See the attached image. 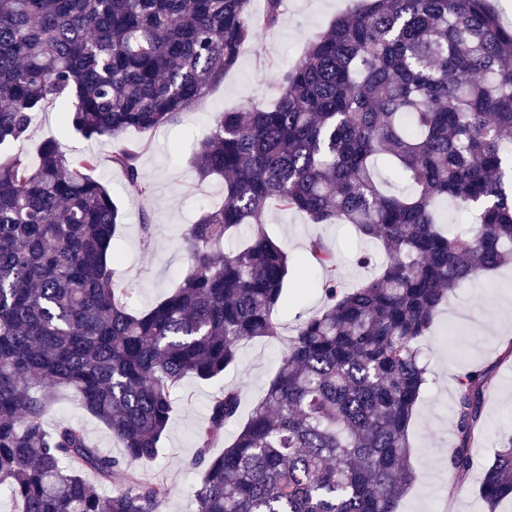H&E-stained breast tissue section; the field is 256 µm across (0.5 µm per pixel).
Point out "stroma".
I'll return each mask as SVG.
<instances>
[{
	"label": "stroma",
	"mask_w": 512,
	"mask_h": 512,
	"mask_svg": "<svg viewBox=\"0 0 512 512\" xmlns=\"http://www.w3.org/2000/svg\"><path fill=\"white\" fill-rule=\"evenodd\" d=\"M353 6L354 0H286L279 24L270 30H257L237 65L192 111L180 113L154 133L141 135V168L152 185L148 197L130 200L123 194L124 178L107 161L112 151L109 140L87 141L75 133L64 138L68 157L95 153L102 158L96 175L116 192L124 212L112 250L119 257L114 270L130 286L126 300L130 310H148L170 292L188 268L177 236L179 227L192 223L203 203L218 205L224 199L223 179L201 183L191 170L193 146L210 132L214 114L249 103L271 102L277 94L278 74L303 52L312 34L326 30L335 16ZM145 221L151 226L147 236L141 229ZM264 230L285 245L291 276L302 280L306 290L300 293L295 286H287V302L273 314L277 336L240 342L236 365L223 375L210 381L185 377L175 383L173 412L161 440V454L154 462L133 468L141 482L166 480L170 490L166 512H194L199 474L191 461L197 450L196 432L208 417L212 396L224 388L238 390L239 417L247 419L253 405L264 396L295 327L321 307L322 273L307 263L309 241L320 238L335 251L349 286L363 276L355 264L360 252L374 253L380 263L387 260L377 243L363 240L348 224H312L299 213L274 209ZM507 276L503 269L457 289L440 307L432 333L422 343L431 377L408 429L414 483L401 499L398 512H483L477 477L491 462L501 432L512 427V356L505 353L512 342V318H501L497 299L489 290L491 283ZM476 368L492 370L494 386L484 403L482 433L471 448L473 467L452 479L446 462L457 443L455 378ZM62 421L82 424L91 445L103 452L122 453L120 442L86 412L74 390H60L43 418L49 430Z\"/></svg>",
	"instance_id": "1"
}]
</instances>
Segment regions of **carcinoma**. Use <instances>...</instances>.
Listing matches in <instances>:
<instances>
[{
  "label": "carcinoma",
  "mask_w": 512,
  "mask_h": 512,
  "mask_svg": "<svg viewBox=\"0 0 512 512\" xmlns=\"http://www.w3.org/2000/svg\"><path fill=\"white\" fill-rule=\"evenodd\" d=\"M285 0H0V147L25 140L57 99L62 135L112 142L124 192L147 196L141 146L193 109L239 61ZM271 105L214 116L199 140V180L224 179V204L179 238L189 268L151 309L132 313L112 268L122 214L93 176L95 154L70 161L61 139L38 161H0V483L19 512H164V481L99 487L161 453L179 379L219 377L245 339L277 335L288 251L263 230L269 210L311 224H352L388 256L345 286L336 254L310 240L326 272L323 304L288 340L280 366L232 442L240 395L217 392L197 432L196 512H397L412 485L407 431L427 382L421 341L454 289L512 265V26L489 0H360L314 34ZM383 163L395 193L382 189ZM476 215L473 234L440 204ZM253 229L236 249L217 247ZM68 386L117 437L119 456L84 427L43 415ZM452 478L472 467L490 370L456 378ZM94 476L91 482L86 475ZM481 500L512 497V435L485 468Z\"/></svg>",
  "instance_id": "obj_1"
}]
</instances>
